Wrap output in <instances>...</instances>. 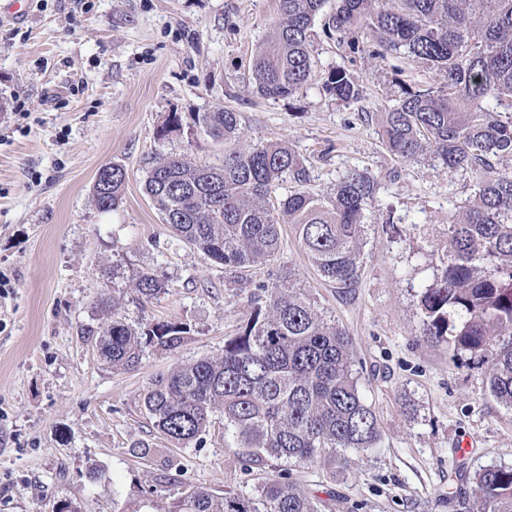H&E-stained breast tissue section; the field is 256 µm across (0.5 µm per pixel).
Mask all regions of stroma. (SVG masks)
I'll return each mask as SVG.
<instances>
[{
	"instance_id": "stroma-1",
	"label": "stroma",
	"mask_w": 512,
	"mask_h": 512,
	"mask_svg": "<svg viewBox=\"0 0 512 512\" xmlns=\"http://www.w3.org/2000/svg\"><path fill=\"white\" fill-rule=\"evenodd\" d=\"M328 0L312 27L315 68L349 70L361 97L345 103L320 84L291 98L254 90L248 63L271 23L275 0H33L21 24L0 17V512H172L187 487L220 494L253 489L266 469L244 468L224 445L217 415L202 442L169 443L145 417L143 393L178 364L220 352L247 321L256 285L289 272L296 287L350 336L355 369L378 418L380 441L343 468L294 471L326 512H474V474L512 467V409L490 394L485 364L421 336L418 295L446 260L448 223L475 198L476 177L424 155L394 159L379 135L382 112L405 86L444 77L403 55L379 58L370 34L353 53L327 37ZM230 107L246 149L288 144L309 186L333 193L349 171L378 191L361 276L350 288L321 278L283 225L273 266L243 278L180 241L144 193L147 158L216 164L224 145L195 119ZM181 132L159 138L169 114ZM127 172L119 210L92 200L97 170ZM153 273L164 293L136 290ZM119 299L137 327L180 321L175 351L146 349L133 368L100 358L90 327L111 322L98 296ZM474 444L463 464L454 452ZM98 479H90V467Z\"/></svg>"
}]
</instances>
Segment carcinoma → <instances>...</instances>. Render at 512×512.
Here are the masks:
<instances>
[{"label": "carcinoma", "mask_w": 512, "mask_h": 512, "mask_svg": "<svg viewBox=\"0 0 512 512\" xmlns=\"http://www.w3.org/2000/svg\"><path fill=\"white\" fill-rule=\"evenodd\" d=\"M327 0H276L278 19L254 52L249 72L258 95L291 97L312 81L311 31ZM370 32L381 58L401 50L443 73L439 88H404L396 107L382 113L380 135L400 161L427 153L454 171H472L477 192L466 218L448 225L446 265L421 292L422 336L449 343L488 365L489 391L512 408V174L493 160L512 155V116L502 119L482 102L493 97L512 109V0H339L325 34L351 52ZM323 90L344 102L360 96L344 69L328 71ZM198 126L215 140L238 137L239 114L205 112ZM145 194L179 240L237 276L271 264L281 225L295 226L301 247L321 277L348 288L360 275L365 211L378 182L352 170L333 195L310 189L300 155L281 142L224 152L219 166L180 157L152 158ZM93 199L102 213L123 202L126 171L101 167ZM291 183L288 194L277 190ZM136 289L155 298L164 284L149 272ZM252 311L215 357L182 363L148 386L143 408L167 440L187 447L201 441L212 418L224 416V437L245 462L273 470L251 491L222 495L190 488L172 512H321L328 507L290 478V468L347 462L351 451L376 447L375 410L353 371L346 331L327 320L283 277L256 286ZM188 334L182 322L135 329L119 318L94 339L99 356L133 367L145 348L173 351ZM477 512H512V469L489 466L472 481Z\"/></svg>", "instance_id": "obj_1"}]
</instances>
